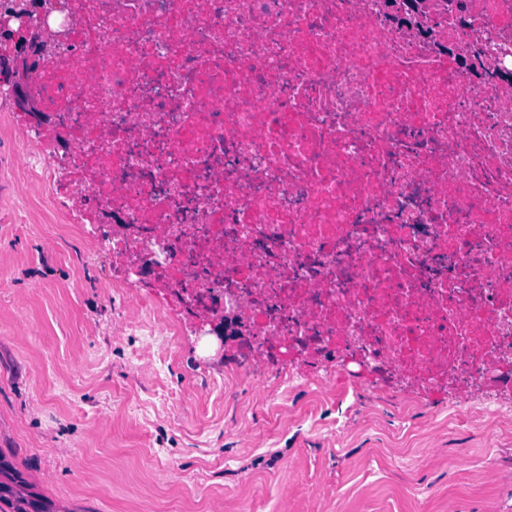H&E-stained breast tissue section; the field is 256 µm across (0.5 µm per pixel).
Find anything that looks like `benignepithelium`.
I'll list each match as a JSON object with an SVG mask.
<instances>
[{
    "label": "benign epithelium",
    "mask_w": 512,
    "mask_h": 512,
    "mask_svg": "<svg viewBox=\"0 0 512 512\" xmlns=\"http://www.w3.org/2000/svg\"><path fill=\"white\" fill-rule=\"evenodd\" d=\"M55 8L53 4H39L36 0H7L0 8V42L16 41L18 34L24 40L14 52L0 58V71L10 77L9 96L15 108L27 114L33 127L41 131L52 123V117L42 112L30 94V78L45 61L58 55L65 34L50 28L47 14ZM243 327L231 316L224 318V326L213 323L207 334L218 341L220 348H226L232 336Z\"/></svg>",
    "instance_id": "7a95c632"
}]
</instances>
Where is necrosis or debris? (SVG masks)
<instances>
[{"mask_svg":"<svg viewBox=\"0 0 512 512\" xmlns=\"http://www.w3.org/2000/svg\"><path fill=\"white\" fill-rule=\"evenodd\" d=\"M25 164L260 352L512 393V0H58ZM72 178L61 183V169Z\"/></svg>","mask_w":512,"mask_h":512,"instance_id":"4bbe7bcc","label":"necrosis or debris"}]
</instances>
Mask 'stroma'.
Instances as JSON below:
<instances>
[{
    "mask_svg": "<svg viewBox=\"0 0 512 512\" xmlns=\"http://www.w3.org/2000/svg\"><path fill=\"white\" fill-rule=\"evenodd\" d=\"M0 95V452L53 512H512V419L306 377L112 284Z\"/></svg>",
    "mask_w": 512,
    "mask_h": 512,
    "instance_id": "stroma-1",
    "label": "stroma"
}]
</instances>
